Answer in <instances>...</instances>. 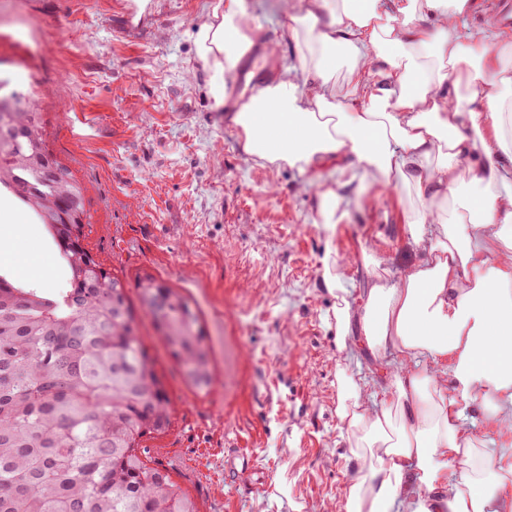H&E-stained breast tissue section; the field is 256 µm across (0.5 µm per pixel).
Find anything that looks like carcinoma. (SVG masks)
<instances>
[{"label":"carcinoma","instance_id":"obj_1","mask_svg":"<svg viewBox=\"0 0 512 512\" xmlns=\"http://www.w3.org/2000/svg\"><path fill=\"white\" fill-rule=\"evenodd\" d=\"M0 93V190L45 225L65 258L55 293L0 273V512H197L143 443L171 425V399L138 336L128 285L85 244L84 190L44 143L40 113ZM143 311L183 376L211 383L189 300L137 277Z\"/></svg>","mask_w":512,"mask_h":512}]
</instances>
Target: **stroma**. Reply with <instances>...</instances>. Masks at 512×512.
I'll return each instance as SVG.
<instances>
[{
	"mask_svg": "<svg viewBox=\"0 0 512 512\" xmlns=\"http://www.w3.org/2000/svg\"><path fill=\"white\" fill-rule=\"evenodd\" d=\"M214 0H0V76L31 91L43 137L84 189L86 242L129 283L151 273L200 312L213 368L207 392L186 383L148 318L140 338L163 374L172 426L148 439L153 461L198 512H341L369 471L355 429L336 412L342 367L378 378L356 337L338 345L331 258L348 300L367 277L363 254L403 275L418 250L404 187L374 184L351 199L335 232L316 224L314 189L298 169L260 165L214 105L195 40ZM277 0H246L278 55H290ZM139 32L125 31L124 20ZM0 228V256L21 253L24 284L63 285L64 260L44 225ZM248 452L236 487L224 461ZM264 479L268 488L255 495Z\"/></svg>",
	"mask_w": 512,
	"mask_h": 512,
	"instance_id": "obj_1",
	"label": "stroma"
}]
</instances>
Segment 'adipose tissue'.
Segmentation results:
<instances>
[{
    "label": "adipose tissue",
    "instance_id": "obj_1",
    "mask_svg": "<svg viewBox=\"0 0 512 512\" xmlns=\"http://www.w3.org/2000/svg\"><path fill=\"white\" fill-rule=\"evenodd\" d=\"M473 4L305 0L289 16L293 55L261 77L247 67L259 34L244 0H216L197 32L196 59L216 106L232 103L245 152L308 173L327 230L369 183L402 181L412 198L407 229L424 256L397 279L366 262L362 306L333 312L337 338L358 325L385 375L374 390L339 374L338 412L370 468L343 512H512V463L465 416L489 400L512 431V41L492 17L447 35ZM461 70L483 96L461 92Z\"/></svg>",
    "mask_w": 512,
    "mask_h": 512
}]
</instances>
